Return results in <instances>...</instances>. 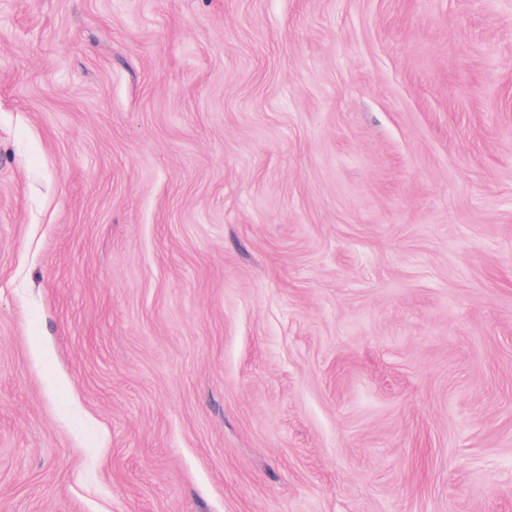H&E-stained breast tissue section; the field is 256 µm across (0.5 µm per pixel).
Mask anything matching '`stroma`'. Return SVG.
I'll return each instance as SVG.
<instances>
[{"label":"stroma","instance_id":"stroma-1","mask_svg":"<svg viewBox=\"0 0 512 512\" xmlns=\"http://www.w3.org/2000/svg\"><path fill=\"white\" fill-rule=\"evenodd\" d=\"M0 512H512V0H0Z\"/></svg>","mask_w":512,"mask_h":512}]
</instances>
